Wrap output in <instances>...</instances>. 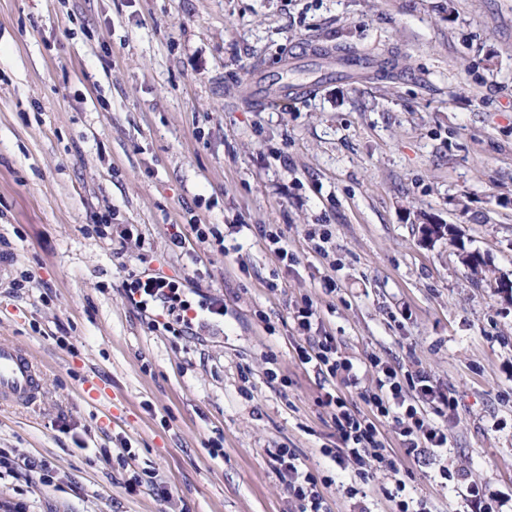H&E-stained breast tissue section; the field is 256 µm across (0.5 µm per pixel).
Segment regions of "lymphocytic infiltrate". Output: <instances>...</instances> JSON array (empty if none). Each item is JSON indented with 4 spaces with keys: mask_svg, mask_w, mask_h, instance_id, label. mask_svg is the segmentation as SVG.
Wrapping results in <instances>:
<instances>
[{
    "mask_svg": "<svg viewBox=\"0 0 512 512\" xmlns=\"http://www.w3.org/2000/svg\"><path fill=\"white\" fill-rule=\"evenodd\" d=\"M130 293L139 295L140 307H160L166 330L190 331L196 321L193 305L184 297L179 286L161 276L132 280ZM302 365L316 370L326 379H340L348 388L361 383L360 368L350 358L339 355L334 339L325 335L314 345L299 347ZM367 412L355 413L347 408L340 396L327 395L325 404L333 411L340 447L327 454L337 464L351 459L358 464L359 478H366L371 462L383 461L388 450L381 439L378 424L393 423L406 453L438 457L448 443V437L435 420L456 411L458 401L453 393L435 390L425 375L407 378L390 366H383L377 377V388L363 392ZM273 458L279 474L288 475V490L299 502V512H329L326 499L315 476L299 470L296 454L288 448L276 449Z\"/></svg>",
    "mask_w": 512,
    "mask_h": 512,
    "instance_id": "1",
    "label": "lymphocytic infiltrate"
}]
</instances>
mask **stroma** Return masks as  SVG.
Instances as JSON below:
<instances>
[{"instance_id": "35a3bbf8", "label": "stroma", "mask_w": 512, "mask_h": 512, "mask_svg": "<svg viewBox=\"0 0 512 512\" xmlns=\"http://www.w3.org/2000/svg\"><path fill=\"white\" fill-rule=\"evenodd\" d=\"M343 51L380 65L327 76ZM267 78L302 91L262 104ZM427 216L512 278V0H0V343L43 379L0 401V512H298L276 448L330 512H394L399 479L470 512L443 465L512 512V301L424 243ZM144 271L223 316L153 327ZM307 333L453 392L442 456L387 422L367 482L324 456L326 393L366 411L376 374L323 381Z\"/></svg>"}]
</instances>
